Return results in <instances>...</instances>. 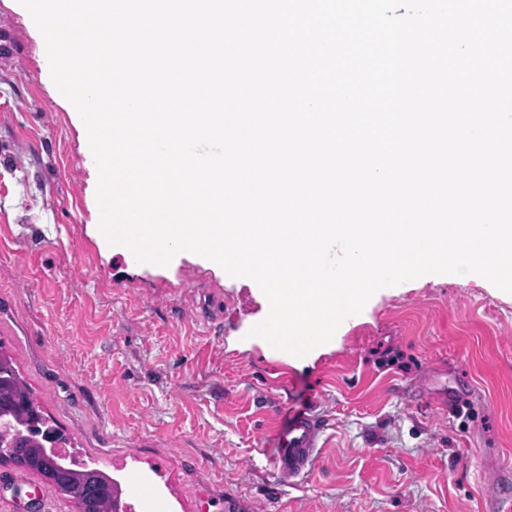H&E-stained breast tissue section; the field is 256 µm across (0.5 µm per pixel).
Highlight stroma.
Segmentation results:
<instances>
[{"label": "stroma", "instance_id": "1", "mask_svg": "<svg viewBox=\"0 0 512 512\" xmlns=\"http://www.w3.org/2000/svg\"><path fill=\"white\" fill-rule=\"evenodd\" d=\"M0 345L73 442L119 482L148 474L170 512H487L512 457V295L419 278L375 295L313 354L252 335L269 302L200 255L134 263L99 235L98 173L57 98L43 36L0 0ZM447 393L448 406L438 396ZM317 410L324 448L278 485L269 415ZM0 464V503L39 476Z\"/></svg>", "mask_w": 512, "mask_h": 512}]
</instances>
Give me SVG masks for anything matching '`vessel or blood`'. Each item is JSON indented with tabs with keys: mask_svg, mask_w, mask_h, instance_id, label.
Listing matches in <instances>:
<instances>
[{
	"mask_svg": "<svg viewBox=\"0 0 512 512\" xmlns=\"http://www.w3.org/2000/svg\"><path fill=\"white\" fill-rule=\"evenodd\" d=\"M270 434L277 448L270 466L282 485H294L314 467L323 446V427L314 412L290 423L272 422Z\"/></svg>",
	"mask_w": 512,
	"mask_h": 512,
	"instance_id": "1",
	"label": "vessel or blood"
}]
</instances>
